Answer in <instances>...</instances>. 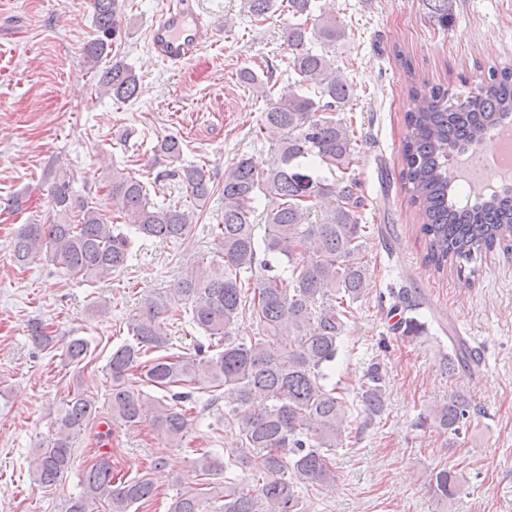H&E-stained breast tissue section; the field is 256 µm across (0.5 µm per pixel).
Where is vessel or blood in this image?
Masks as SVG:
<instances>
[{"label":"vessel or blood","mask_w":512,"mask_h":512,"mask_svg":"<svg viewBox=\"0 0 512 512\" xmlns=\"http://www.w3.org/2000/svg\"><path fill=\"white\" fill-rule=\"evenodd\" d=\"M215 32L189 0H170L161 9L149 30V47L154 59L168 65H179L210 42Z\"/></svg>","instance_id":"vessel-or-blood-1"}]
</instances>
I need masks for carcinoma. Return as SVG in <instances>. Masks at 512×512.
I'll return each instance as SVG.
<instances>
[{"instance_id":"obj_1","label":"carcinoma","mask_w":512,"mask_h":512,"mask_svg":"<svg viewBox=\"0 0 512 512\" xmlns=\"http://www.w3.org/2000/svg\"><path fill=\"white\" fill-rule=\"evenodd\" d=\"M428 18L442 28L455 19V0H421ZM274 0H242V9L256 21L266 19ZM289 65L301 77L305 94L269 101L263 125L281 134L273 160L258 169L241 157L224 171V216L216 227L220 251L209 261L186 269L173 287L147 297L128 318L132 340L112 351L108 371L112 388L109 419L135 426L146 416L169 441L187 433L189 401L195 390L224 389V427L236 436L239 454L224 471L243 468L241 479L224 477L209 489L222 499L220 512H310L298 487L321 486L335 480L333 450L343 447L347 402L343 392L325 384L328 364L336 359L351 304L368 286L360 259L363 247L362 200L354 181L339 183L313 176L319 166L346 173L353 163V131L336 118L349 104L353 86L331 55L346 30L333 11L311 22L313 0H288ZM97 37L84 56L105 94L132 99L139 78L132 68L115 62L99 67L111 53L119 25V0H93ZM318 41L322 50L310 48ZM239 80L267 97L272 74L251 69ZM408 95L419 101L405 113L407 134L401 146L402 179L410 203L419 212L425 239V264L438 273L451 269L465 282V265L474 256L497 247L512 250V187L461 203L451 192L446 163L464 146L484 138L512 116V65L491 66L476 91L455 101L448 89L408 74ZM154 151L170 163L181 161V140L166 136ZM171 176L191 198V205L149 202L146 184L124 169L103 179L107 196L121 203L120 223L106 217L90 196L74 193V176L53 178L47 216L27 224L14 238L11 258L20 268L45 256L81 282L105 279L128 265L134 237L142 235L179 243L203 216L202 207L215 193L209 170L198 164L175 168ZM273 206L264 216L263 245L256 242L255 203L259 195ZM190 322L224 349L203 356L165 355L170 345L168 321L179 307ZM258 325L257 336L240 341L232 326L244 314ZM32 340L48 347L47 326L30 324ZM88 342L77 338L67 346L69 361L82 365ZM157 353L147 358L149 353ZM470 360V351L453 345L448 373ZM151 386L170 394L155 398ZM181 391L176 392L174 388ZM360 399L367 414L379 416L385 406V379L374 367L361 383ZM471 404L455 393L429 412L431 424L444 435H458L470 421ZM98 411L96 400L77 393L56 419L52 437L39 447L30 465L34 481L52 486L71 468L75 434ZM81 494L67 501L65 512H95L107 503L111 512H131L157 496L154 482L141 476L119 484L112 473V455L105 451L82 473ZM428 485L445 502L454 499L457 474L441 469L429 474ZM201 496L191 490L176 495L168 512H201Z\"/></svg>"}]
</instances>
